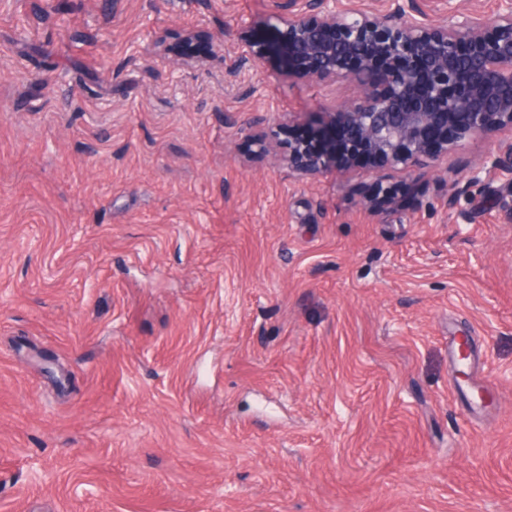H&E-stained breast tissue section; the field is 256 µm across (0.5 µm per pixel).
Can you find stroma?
Segmentation results:
<instances>
[{
	"label": "stroma",
	"instance_id": "obj_1",
	"mask_svg": "<svg viewBox=\"0 0 512 512\" xmlns=\"http://www.w3.org/2000/svg\"><path fill=\"white\" fill-rule=\"evenodd\" d=\"M270 14L0 0V512H512V177L470 181L512 128L387 200L301 176L354 90L226 71Z\"/></svg>",
	"mask_w": 512,
	"mask_h": 512
}]
</instances>
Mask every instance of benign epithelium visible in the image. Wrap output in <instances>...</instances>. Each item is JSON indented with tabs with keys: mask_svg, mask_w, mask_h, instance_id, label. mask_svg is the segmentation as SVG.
Segmentation results:
<instances>
[{
	"mask_svg": "<svg viewBox=\"0 0 512 512\" xmlns=\"http://www.w3.org/2000/svg\"><path fill=\"white\" fill-rule=\"evenodd\" d=\"M273 34L253 38V22L239 18L232 29L239 55L280 66L318 86L349 83L351 103L334 105L322 130L325 148L290 142L285 161L305 175L348 171L353 162L336 156L343 138L370 158L376 170L411 174L421 157L441 155L466 138L512 127V10L495 18L461 11L433 26L414 4L383 14L355 12L338 0H272ZM512 174V142L487 156L472 172Z\"/></svg>",
	"mask_w": 512,
	"mask_h": 512,
	"instance_id": "obj_1",
	"label": "benign epithelium"
}]
</instances>
